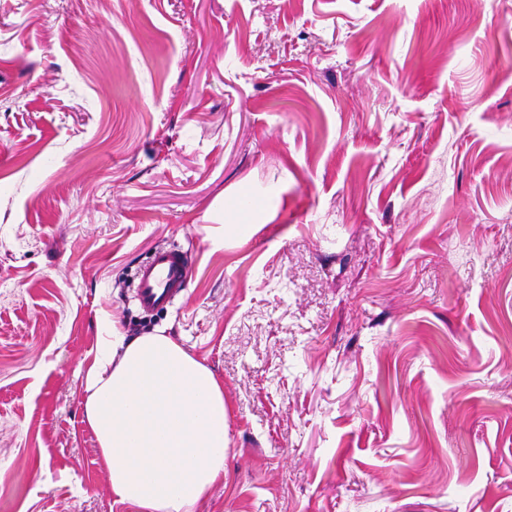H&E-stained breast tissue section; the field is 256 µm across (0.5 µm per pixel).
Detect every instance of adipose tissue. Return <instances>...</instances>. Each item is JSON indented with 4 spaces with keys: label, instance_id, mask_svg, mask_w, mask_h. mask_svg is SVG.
Wrapping results in <instances>:
<instances>
[{
    "label": "adipose tissue",
    "instance_id": "adipose-tissue-1",
    "mask_svg": "<svg viewBox=\"0 0 512 512\" xmlns=\"http://www.w3.org/2000/svg\"><path fill=\"white\" fill-rule=\"evenodd\" d=\"M86 421L115 502L193 512L224 474V387L162 335L113 337L87 374Z\"/></svg>",
    "mask_w": 512,
    "mask_h": 512
}]
</instances>
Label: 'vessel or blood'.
<instances>
[{"instance_id":"1","label":"vessel or blood","mask_w":512,"mask_h":512,"mask_svg":"<svg viewBox=\"0 0 512 512\" xmlns=\"http://www.w3.org/2000/svg\"><path fill=\"white\" fill-rule=\"evenodd\" d=\"M185 254L178 248L161 249L137 272V289L134 298L146 313L154 312L174 300L184 291L188 278Z\"/></svg>"}]
</instances>
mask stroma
I'll return each instance as SVG.
<instances>
[{"mask_svg": "<svg viewBox=\"0 0 512 512\" xmlns=\"http://www.w3.org/2000/svg\"><path fill=\"white\" fill-rule=\"evenodd\" d=\"M115 331L224 384L194 512H512V0H0V512H139ZM188 272L187 258L178 248L154 252L137 272L134 298L139 308L145 313H152L172 304L185 290Z\"/></svg>", "mask_w": 512, "mask_h": 512, "instance_id": "stroma-1", "label": "stroma"}]
</instances>
